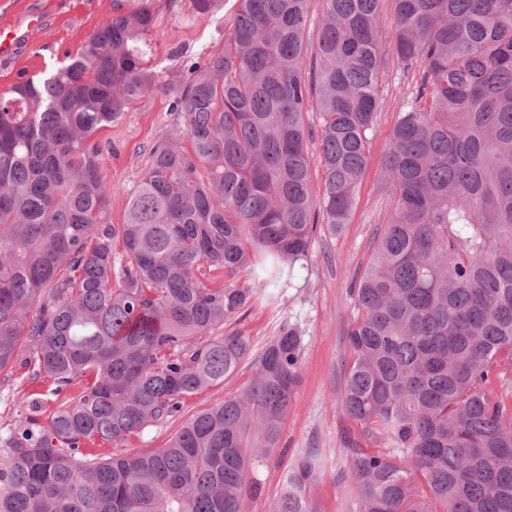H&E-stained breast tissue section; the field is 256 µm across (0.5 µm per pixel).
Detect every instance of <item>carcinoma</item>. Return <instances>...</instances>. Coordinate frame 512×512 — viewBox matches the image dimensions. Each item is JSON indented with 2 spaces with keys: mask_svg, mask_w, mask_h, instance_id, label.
I'll return each mask as SVG.
<instances>
[{
  "mask_svg": "<svg viewBox=\"0 0 512 512\" xmlns=\"http://www.w3.org/2000/svg\"><path fill=\"white\" fill-rule=\"evenodd\" d=\"M237 2L224 51L184 60L180 123L117 228L97 136L158 85L149 0H115L69 63L0 94V373L79 387L43 421L32 399L6 438L0 512H243L300 381L288 325L167 446L120 444L233 375L251 341L220 330L290 287L318 225L349 223L391 59L417 79L383 163L393 212L352 288L358 512H512V406L490 388L512 366V0H392L385 31L383 0ZM221 269L248 279L216 286ZM316 469L297 460L270 512H321ZM306 125L313 132V140L310 138L309 148L311 157V177L315 194H318L322 187V171L319 161L320 146L318 144V118L315 112H310L306 117Z\"/></svg>",
  "mask_w": 512,
  "mask_h": 512,
  "instance_id": "obj_1",
  "label": "carcinoma"
}]
</instances>
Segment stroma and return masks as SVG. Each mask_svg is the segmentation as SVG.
<instances>
[{
    "label": "stroma",
    "mask_w": 512,
    "mask_h": 512,
    "mask_svg": "<svg viewBox=\"0 0 512 512\" xmlns=\"http://www.w3.org/2000/svg\"><path fill=\"white\" fill-rule=\"evenodd\" d=\"M113 4L114 0H0V27L28 31L14 55L0 60V92L62 66L80 51L101 21L111 16ZM236 7V0H224L220 12L197 16L191 0H152L155 23L148 37L154 52L149 65L160 73L161 86L133 102L122 120L104 133L112 143L111 150L104 154L102 173L115 188L111 201L113 225L123 224L128 197L145 172L161 131L177 123L170 110L171 89L183 76L184 55L223 51L228 20ZM35 14L42 21L33 27L29 21ZM412 83V77L396 65H388L382 73L380 94L384 104L378 113L369 169L350 224L336 235L326 231L317 234L306 261L292 272L293 287L280 289L277 305H257L225 326L226 331L249 337L257 351L285 323L297 327L303 336L301 383L283 424L279 447L269 462L253 470L262 492L246 499L245 512H269L284 472L306 454L317 459L313 493L322 512L356 510L348 451L343 443L353 423L340 408L343 372L350 360L346 336L353 312L350 286L365 271L380 228L392 211L391 199L381 184L382 166L397 106ZM254 372L252 359H245L223 384L185 399L180 412L132 436L125 441V448L141 452L166 446L188 418L247 386ZM52 389L49 379L33 376L27 367L0 374V439L23 423L31 399L43 400L45 410L55 408L59 399Z\"/></svg>",
    "instance_id": "1"
}]
</instances>
